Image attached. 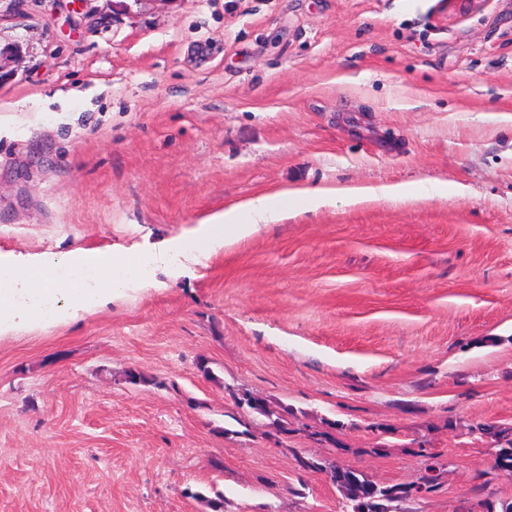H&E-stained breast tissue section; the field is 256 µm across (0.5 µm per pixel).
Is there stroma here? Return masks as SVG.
Here are the masks:
<instances>
[{
	"instance_id": "obj_1",
	"label": "stroma",
	"mask_w": 512,
	"mask_h": 512,
	"mask_svg": "<svg viewBox=\"0 0 512 512\" xmlns=\"http://www.w3.org/2000/svg\"><path fill=\"white\" fill-rule=\"evenodd\" d=\"M16 42L0 264L165 260L0 332V512H338L298 455L398 484L421 446L450 466L408 512L512 500L469 431L512 425V0H0ZM262 197L274 221L170 254ZM412 191L404 187L388 186L379 189L371 187H352L341 189H319L313 194L318 203H325L330 197L342 195L353 202L377 197H403L411 195ZM232 395L238 407L243 408L246 406L251 413L259 414L272 420V424L277 426L280 431L289 432L290 428L285 425L288 423L284 419L283 413L277 411L267 400L253 397L247 392L238 395L233 392ZM273 416H275L274 419Z\"/></svg>"
}]
</instances>
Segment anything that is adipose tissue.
I'll return each instance as SVG.
<instances>
[{
	"label": "adipose tissue",
	"instance_id": "obj_1",
	"mask_svg": "<svg viewBox=\"0 0 512 512\" xmlns=\"http://www.w3.org/2000/svg\"><path fill=\"white\" fill-rule=\"evenodd\" d=\"M269 212L266 201L250 204L248 211L232 207L216 221L200 225L193 240L195 250H207L223 241L225 234H247ZM125 260L109 252L49 251L35 265L0 268V277H9L11 289L0 292V322L8 324L27 317L24 303L31 295L44 296L46 321L52 322L64 312L88 311L111 300L113 293L125 287Z\"/></svg>",
	"mask_w": 512,
	"mask_h": 512
}]
</instances>
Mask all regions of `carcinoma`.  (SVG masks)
I'll use <instances>...</instances> for the list:
<instances>
[{
    "label": "carcinoma",
    "mask_w": 512,
    "mask_h": 512,
    "mask_svg": "<svg viewBox=\"0 0 512 512\" xmlns=\"http://www.w3.org/2000/svg\"><path fill=\"white\" fill-rule=\"evenodd\" d=\"M239 407H247L250 412L272 420L279 430L294 433L296 429L287 427L283 414L288 408L277 411L265 399L256 398L244 392L234 395ZM471 431L493 438L497 451L495 465L502 470L512 471V427H502L494 423L478 422L471 426ZM417 455L423 458L422 472L418 480L439 481V455L420 447ZM302 467L307 471L321 472L330 483L336 486L341 495L340 512H406L403 505L411 501L414 482L404 484L384 485L369 479L366 475L352 468H345L319 456H307L302 461ZM191 497L205 503L209 512H224V496L215 492L208 497L201 492L191 494Z\"/></svg>",
    "instance_id": "obj_1"
}]
</instances>
